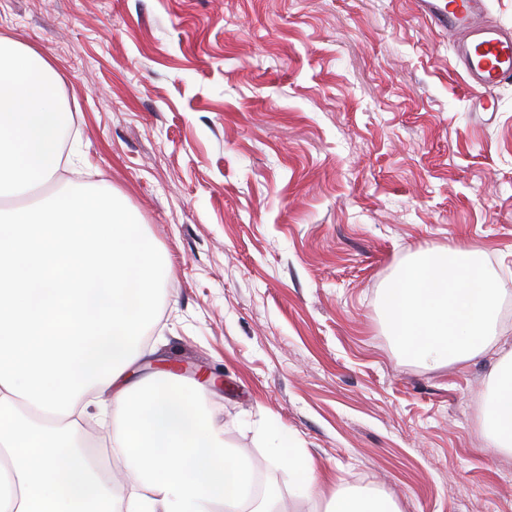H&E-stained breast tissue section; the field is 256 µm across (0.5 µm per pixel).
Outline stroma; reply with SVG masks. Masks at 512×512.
<instances>
[{
    "mask_svg": "<svg viewBox=\"0 0 512 512\" xmlns=\"http://www.w3.org/2000/svg\"><path fill=\"white\" fill-rule=\"evenodd\" d=\"M73 119L42 188L119 196L167 262L145 338L291 512L331 481L400 512H512L483 426L495 358L430 369L388 332L416 252L480 246L512 338V83L484 110L413 0H0ZM310 455L304 495L270 446Z\"/></svg>",
    "mask_w": 512,
    "mask_h": 512,
    "instance_id": "obj_1",
    "label": "stroma"
}]
</instances>
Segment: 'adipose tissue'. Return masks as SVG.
<instances>
[{"instance_id":"1","label":"adipose tissue","mask_w":512,"mask_h":512,"mask_svg":"<svg viewBox=\"0 0 512 512\" xmlns=\"http://www.w3.org/2000/svg\"><path fill=\"white\" fill-rule=\"evenodd\" d=\"M40 51L0 36V200L54 178L67 114ZM164 259L114 197L73 191L0 208V512H288L253 493L226 443L169 372L138 380ZM492 374L483 425L512 452V350ZM108 429L119 476H103L79 420ZM327 512H398L335 484Z\"/></svg>"}]
</instances>
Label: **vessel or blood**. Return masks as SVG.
<instances>
[{
	"mask_svg": "<svg viewBox=\"0 0 512 512\" xmlns=\"http://www.w3.org/2000/svg\"><path fill=\"white\" fill-rule=\"evenodd\" d=\"M418 13L453 36L465 84L487 92L512 82V29L489 22L486 0H415Z\"/></svg>",
	"mask_w": 512,
	"mask_h": 512,
	"instance_id": "1",
	"label": "vessel or blood"
}]
</instances>
